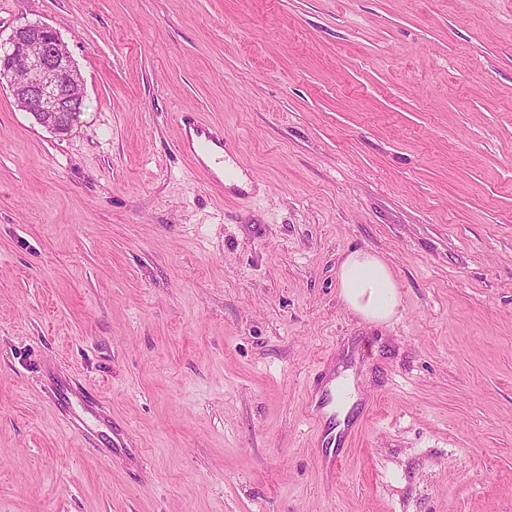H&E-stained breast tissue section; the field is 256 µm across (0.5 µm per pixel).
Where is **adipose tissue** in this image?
<instances>
[{"label":"adipose tissue","mask_w":512,"mask_h":512,"mask_svg":"<svg viewBox=\"0 0 512 512\" xmlns=\"http://www.w3.org/2000/svg\"><path fill=\"white\" fill-rule=\"evenodd\" d=\"M340 295L348 309L364 320L386 323L399 304V293L389 266L366 251L350 253L339 268Z\"/></svg>","instance_id":"ef3b65f1"}]
</instances>
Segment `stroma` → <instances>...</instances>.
Masks as SVG:
<instances>
[{
	"instance_id": "1",
	"label": "stroma",
	"mask_w": 512,
	"mask_h": 512,
	"mask_svg": "<svg viewBox=\"0 0 512 512\" xmlns=\"http://www.w3.org/2000/svg\"><path fill=\"white\" fill-rule=\"evenodd\" d=\"M28 22L87 107L59 135L0 83V512H512V0H0V39ZM358 250L388 324L341 300ZM340 367L331 479L307 401ZM179 147L207 183L224 190V179L228 176L226 163L237 165V154L224 136L199 121L187 120L183 121ZM340 295L348 309L368 322L386 323L399 304L389 266L366 251L350 253L339 268Z\"/></svg>"
}]
</instances>
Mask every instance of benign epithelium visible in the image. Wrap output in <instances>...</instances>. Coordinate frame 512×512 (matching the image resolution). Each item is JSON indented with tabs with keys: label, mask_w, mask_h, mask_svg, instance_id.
<instances>
[{
	"label": "benign epithelium",
	"mask_w": 512,
	"mask_h": 512,
	"mask_svg": "<svg viewBox=\"0 0 512 512\" xmlns=\"http://www.w3.org/2000/svg\"><path fill=\"white\" fill-rule=\"evenodd\" d=\"M0 78L20 109L60 133L68 131L85 103V96L73 93L81 76L66 46L44 24L19 26L0 41Z\"/></svg>",
	"instance_id": "obj_1"
}]
</instances>
